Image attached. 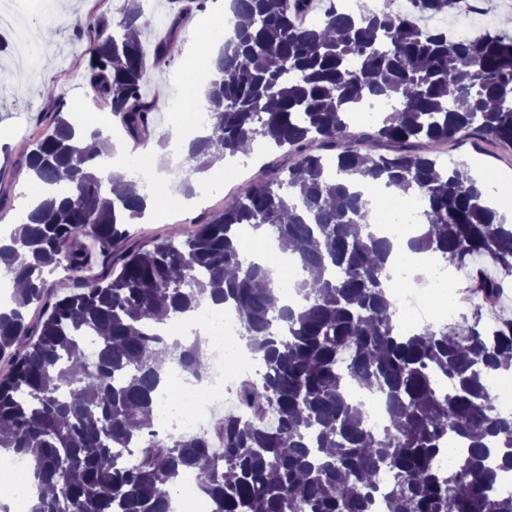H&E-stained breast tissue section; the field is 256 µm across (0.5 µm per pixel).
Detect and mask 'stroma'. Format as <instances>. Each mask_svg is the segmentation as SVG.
<instances>
[{
  "label": "stroma",
  "instance_id": "1",
  "mask_svg": "<svg viewBox=\"0 0 512 512\" xmlns=\"http://www.w3.org/2000/svg\"><path fill=\"white\" fill-rule=\"evenodd\" d=\"M56 9L63 22L55 28L53 42L32 40L29 55L38 59L36 68L27 69L24 79L14 76L12 52L13 42L0 48V98L12 104L9 113L0 114V141L8 143L10 155L0 157V197L5 205L0 208V226L14 224L22 195L29 188L25 175V161L32 142L40 138L49 128L50 110L43 107V100L50 95L64 96L68 105L84 100L94 102L95 92L85 80L87 58L82 46L93 36L97 25L113 19L111 0H56ZM81 17L83 27L73 30L71 20ZM180 61L170 56L151 63L142 94L154 103L149 131L142 142L131 140L121 129L120 122H113L112 139L119 150L138 155L152 147H159L163 136L177 126L176 116L168 112L170 101L181 99L182 86L179 80ZM426 152L440 163L448 159L469 166H479L503 173L506 187L512 188V146L492 145L473 140L426 145ZM285 151L264 148L261 158L252 160L246 173L232 174L226 170L211 173L217 181L218 190L195 207L174 210L170 217L139 220L130 226L131 240L136 246L148 249L163 239H183L195 224L220 212L235 197L245 194L253 186L265 180L272 170L287 164ZM482 270L488 277L504 279L506 288L499 300L482 304L471 289V274ZM457 294L460 300L459 317L471 316L480 311L483 322L492 323L500 319H512V276L495 262L488 259H469L455 271Z\"/></svg>",
  "mask_w": 512,
  "mask_h": 512
}]
</instances>
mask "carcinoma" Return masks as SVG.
I'll return each instance as SVG.
<instances>
[{
  "instance_id": "cac0c4a2",
  "label": "carcinoma",
  "mask_w": 512,
  "mask_h": 512,
  "mask_svg": "<svg viewBox=\"0 0 512 512\" xmlns=\"http://www.w3.org/2000/svg\"><path fill=\"white\" fill-rule=\"evenodd\" d=\"M460 2L411 0L409 11L354 16L330 6L306 26L299 18L313 0H230L233 34L205 90L218 135L190 143L187 174L269 135L291 160L284 176L178 243H129L127 224L144 216L143 183L104 174L101 151L82 144L103 131L76 125L59 101L26 159L33 188L57 200L27 210L0 246V275L26 285L0 312V359L14 361L0 380V448L27 461L37 489L29 512H171L182 475L202 460L197 486L215 512H372L380 495L387 512H512V495H495L512 472V414L486 384L512 371V320L484 326L476 315L451 329L399 331L387 290L393 246L374 232L371 200L352 189L382 181L421 203L411 252L456 267L486 256L512 272V224L488 206L486 188L421 149L469 137L512 145V36L454 41L422 24L458 15ZM152 23L126 6L83 51L97 101L133 140L154 111L141 95L150 55L171 54L180 14L148 49L140 35ZM370 98L388 101L389 113L356 132L349 112ZM312 142L320 152L301 149ZM115 180L124 190L111 198ZM359 224L365 233L352 232ZM244 229L295 247L299 306L285 303L269 268L242 256ZM82 236L108 255L90 280ZM53 268L82 285L29 323ZM479 288L492 302L504 280ZM211 302L235 309L265 369L260 389L239 394L260 419L225 416L219 448L201 431L147 446L154 422L133 423L155 411L164 359L194 378L206 369L199 344L168 343L153 321ZM350 382L385 397L383 435L349 400ZM450 439L465 452L443 468ZM386 471L394 479L383 490Z\"/></svg>"
}]
</instances>
